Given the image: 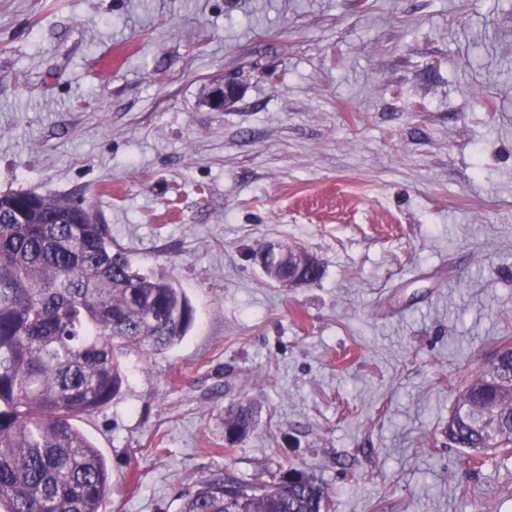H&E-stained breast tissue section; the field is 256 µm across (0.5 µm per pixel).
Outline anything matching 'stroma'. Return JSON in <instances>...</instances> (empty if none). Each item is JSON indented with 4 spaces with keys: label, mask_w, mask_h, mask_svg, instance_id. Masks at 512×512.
Instances as JSON below:
<instances>
[{
    "label": "stroma",
    "mask_w": 512,
    "mask_h": 512,
    "mask_svg": "<svg viewBox=\"0 0 512 512\" xmlns=\"http://www.w3.org/2000/svg\"><path fill=\"white\" fill-rule=\"evenodd\" d=\"M16 191L84 200L194 310L79 422L102 512H178L224 469L315 476L331 512H512V447L443 434L512 346V0H0ZM267 240L321 278H269ZM239 401L257 427L232 447ZM262 243L253 250L256 254L260 251ZM274 261L283 269H288V277L276 279L277 282L288 288H294L307 284L302 277L303 270L315 260L311 256L303 255L298 249L279 242H265L260 254L253 256V261L261 270L266 269L269 261Z\"/></svg>",
    "instance_id": "stroma-1"
}]
</instances>
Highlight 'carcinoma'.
I'll use <instances>...</instances> for the list:
<instances>
[{
	"mask_svg": "<svg viewBox=\"0 0 512 512\" xmlns=\"http://www.w3.org/2000/svg\"><path fill=\"white\" fill-rule=\"evenodd\" d=\"M192 321L184 290L134 271L91 208L1 194L0 512H100L112 473L77 420L120 394L126 349L163 353ZM255 426L250 406L228 410L229 445ZM448 438L477 453L512 446L511 351L460 392ZM227 482L245 495L225 496ZM327 500L313 476L253 485L224 471L196 480L179 512H321Z\"/></svg>",
	"mask_w": 512,
	"mask_h": 512,
	"instance_id": "obj_1",
	"label": "carcinoma"
}]
</instances>
